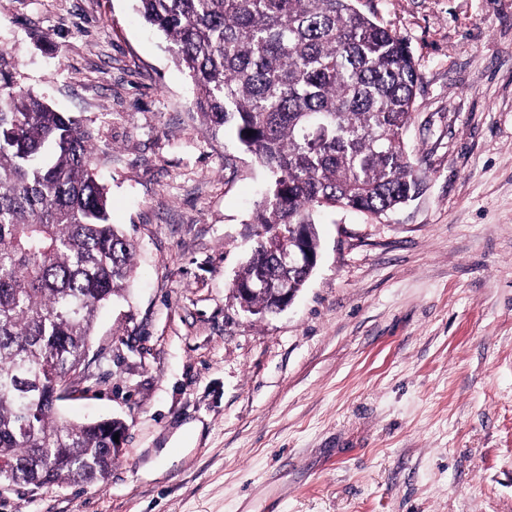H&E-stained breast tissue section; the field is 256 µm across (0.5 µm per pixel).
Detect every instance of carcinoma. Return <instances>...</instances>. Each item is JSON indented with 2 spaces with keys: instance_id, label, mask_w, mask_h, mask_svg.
<instances>
[{
  "instance_id": "1",
  "label": "carcinoma",
  "mask_w": 512,
  "mask_h": 512,
  "mask_svg": "<svg viewBox=\"0 0 512 512\" xmlns=\"http://www.w3.org/2000/svg\"><path fill=\"white\" fill-rule=\"evenodd\" d=\"M170 42L194 105L268 175L236 288H304L312 268L274 245L295 229L319 250L316 211L386 216L425 178L406 150L419 74L405 38L355 0H136ZM0 48V484H91L112 468V423H71V382L99 307L127 287L136 246L110 221L91 135L14 85ZM253 134H248V131Z\"/></svg>"
}]
</instances>
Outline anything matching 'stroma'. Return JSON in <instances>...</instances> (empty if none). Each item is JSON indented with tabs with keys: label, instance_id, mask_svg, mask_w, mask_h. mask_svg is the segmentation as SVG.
Segmentation results:
<instances>
[{
	"label": "stroma",
	"instance_id": "35a3bbf8",
	"mask_svg": "<svg viewBox=\"0 0 512 512\" xmlns=\"http://www.w3.org/2000/svg\"><path fill=\"white\" fill-rule=\"evenodd\" d=\"M420 75L405 135L423 194L327 210L274 316L234 280L264 170L227 140L133 0H0L23 90L79 118L137 244L61 419L119 418L92 484L0 492V512H512V0H356Z\"/></svg>",
	"mask_w": 512,
	"mask_h": 512
}]
</instances>
